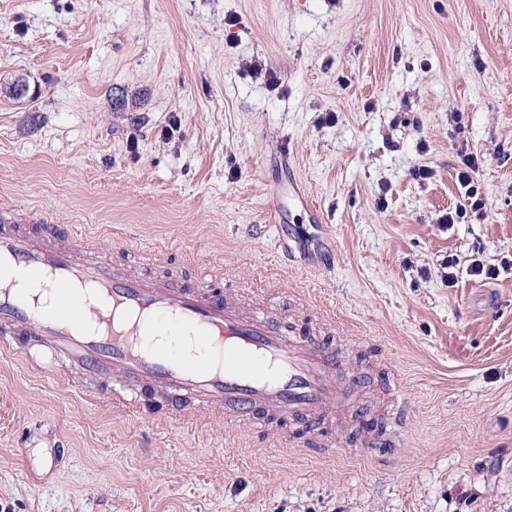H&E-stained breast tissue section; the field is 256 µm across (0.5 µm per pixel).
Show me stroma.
Here are the masks:
<instances>
[{
    "instance_id": "obj_1",
    "label": "stroma",
    "mask_w": 512,
    "mask_h": 512,
    "mask_svg": "<svg viewBox=\"0 0 512 512\" xmlns=\"http://www.w3.org/2000/svg\"><path fill=\"white\" fill-rule=\"evenodd\" d=\"M469 156L486 209L442 224ZM1 207L104 261L223 268L285 319L304 290L351 390L324 454L0 353V512H512V0H0ZM380 358L407 402L385 456L346 442L388 411Z\"/></svg>"
}]
</instances>
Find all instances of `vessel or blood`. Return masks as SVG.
I'll use <instances>...</instances> for the list:
<instances>
[{
    "instance_id": "obj_1",
    "label": "vessel or blood",
    "mask_w": 512,
    "mask_h": 512,
    "mask_svg": "<svg viewBox=\"0 0 512 512\" xmlns=\"http://www.w3.org/2000/svg\"><path fill=\"white\" fill-rule=\"evenodd\" d=\"M226 286L208 268L153 282L77 259L67 231L0 209V343L31 337L139 418L220 409L227 424L299 442L290 418L319 424L345 400L336 348L309 310L286 325L272 306L240 310Z\"/></svg>"
}]
</instances>
